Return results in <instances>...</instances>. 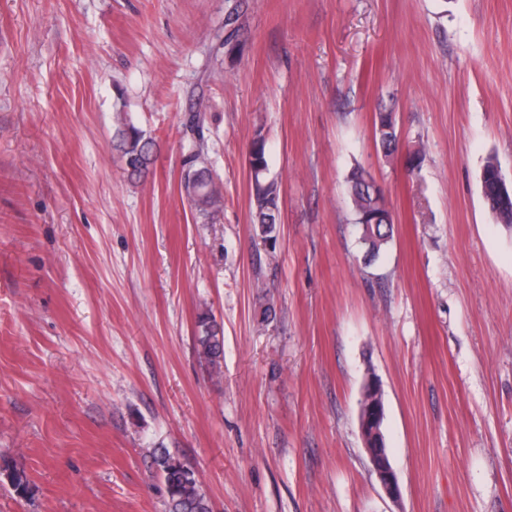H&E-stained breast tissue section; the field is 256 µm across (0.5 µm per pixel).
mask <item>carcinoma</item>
I'll return each instance as SVG.
<instances>
[{
	"mask_svg": "<svg viewBox=\"0 0 512 512\" xmlns=\"http://www.w3.org/2000/svg\"><path fill=\"white\" fill-rule=\"evenodd\" d=\"M244 4L238 3L224 19L222 46L227 55H236L243 45L244 26L242 17ZM203 113L190 108L185 116L184 128L189 135L184 165L192 173V191L187 203L195 220L209 224L218 218L224 197L220 185L206 165L200 148L203 139ZM115 148L125 161L124 173L131 182L145 176L152 164L154 142L145 137L143 130L135 125L129 114L119 110L115 115ZM375 137L382 154L390 158L398 150V137L395 130L393 112L385 111L377 115ZM493 161L484 165L488 177L481 186L493 218L512 229V193L501 192L494 179ZM250 186L249 197L252 223L258 225L266 238L276 240L277 225L280 224V186L269 176L266 158V139L261 131H256L249 152ZM348 196L351 204L353 224L359 232V242L364 248V263L369 265L378 259L390 242L393 233L394 217L384 191L376 183L371 173L361 166L354 167L347 179ZM196 350L211 371L219 376L224 363V337L214 315L205 309L197 316ZM154 463L160 471L167 489L168 512H212L209 497L201 490L195 471L178 457L167 451L154 456ZM0 470L8 473L10 486L14 492L25 497L31 493V481L27 472L5 461Z\"/></svg>",
	"mask_w": 512,
	"mask_h": 512,
	"instance_id": "obj_1",
	"label": "carcinoma"
}]
</instances>
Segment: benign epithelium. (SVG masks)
Here are the masks:
<instances>
[{
    "label": "benign epithelium",
    "mask_w": 512,
    "mask_h": 512,
    "mask_svg": "<svg viewBox=\"0 0 512 512\" xmlns=\"http://www.w3.org/2000/svg\"><path fill=\"white\" fill-rule=\"evenodd\" d=\"M384 415V400L381 387L371 391L368 404L358 410V424L364 449L371 469L386 497L397 499L401 491L396 472L391 464L387 448L380 446L377 424Z\"/></svg>",
    "instance_id": "obj_1"
}]
</instances>
